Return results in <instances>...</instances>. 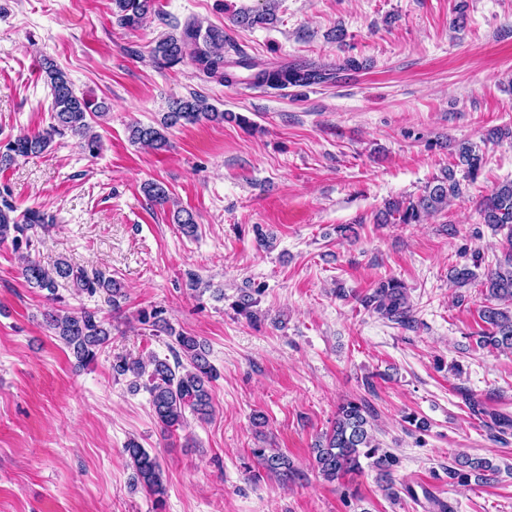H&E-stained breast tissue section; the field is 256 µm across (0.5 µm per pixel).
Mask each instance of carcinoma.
<instances>
[{
	"instance_id": "cac0c4a2",
	"label": "carcinoma",
	"mask_w": 512,
	"mask_h": 512,
	"mask_svg": "<svg viewBox=\"0 0 512 512\" xmlns=\"http://www.w3.org/2000/svg\"><path fill=\"white\" fill-rule=\"evenodd\" d=\"M112 15L122 28L135 29L141 26L146 16L154 9L155 0H112ZM153 61L164 68H171L184 59L209 77H217L226 84L239 81L233 68L250 71L248 79L255 85L279 89L288 86L307 87L329 82L341 69L356 70L359 63L347 58L342 65L332 70L321 66L301 63L264 67L248 59L227 61L224 59V30L218 27L202 26L189 22L178 34H168L155 42L151 48ZM43 71L51 89L53 122L48 128L32 135H21L0 144V166L7 167L20 158L46 151L54 138L67 134L80 138V146L91 154L100 147V136L93 131L91 121L104 115L105 106L95 104L85 96H79L67 73L52 61L43 62ZM234 118L233 113L218 111L207 100L193 94L173 102L171 110L165 113L161 127L136 123L130 126V139L156 150L168 146L164 130L176 125L195 124L201 121L222 123ZM483 163V156L469 143L459 145L455 167L444 171L442 177L428 183L415 201L393 200L387 202L378 220L391 224H419L426 217L448 206V200L461 194L455 169L461 168L467 176H477ZM144 193L154 203L167 202L169 194L164 185L149 182ZM482 223L496 232L504 233L505 246L502 258L491 268L482 281L483 292L489 304L480 311L481 320L488 330L479 335L478 347L488 350H512V181L499 184L489 196L478 203ZM174 221L181 233L192 237L198 226L193 214L185 209L174 212ZM53 223V217L38 207L17 212V207L6 198L0 200V243L11 242L15 251L30 248L28 232ZM21 275L32 288L47 291V298L57 300V290L64 281L80 293L93 296L101 291L109 296L112 307H119L123 297L120 281L105 275L102 271L75 267L66 260H59L52 269H47L29 255H21ZM450 279L459 287L471 283L475 273L467 266H454ZM364 309L381 318L402 326L413 320V308L408 301L404 284L394 278L379 281L371 292L359 298ZM164 310L155 308L143 310L139 322L156 331H165L173 336L171 352L174 363L168 359L151 357L148 362L117 356L112 362V373L116 377L132 375L147 377L144 387L150 396V406L157 421L167 431L186 427L187 415L200 420L207 419L212 412L210 383L217 372L210 363L206 344L198 337L184 333H173L169 322L163 317ZM46 323L56 336L73 354L81 366L90 364L97 352L109 342L111 330L106 319L98 312L81 309L77 312L50 311L45 315ZM373 415L362 400H347L336 410L330 430L318 438L311 449L312 467L325 481L334 482L347 473L362 468L361 459L370 461L385 490L392 498L391 474L398 464L397 457L380 448L372 434ZM124 453L133 470V484L141 485L155 498V506L163 508L166 488L161 466L157 457L150 454L137 441L126 443ZM251 454L268 474L286 485L299 477V472L286 454L276 448H253ZM497 468L485 458L457 456L455 466L448 468V477L461 486L477 482L495 474Z\"/></svg>"
}]
</instances>
